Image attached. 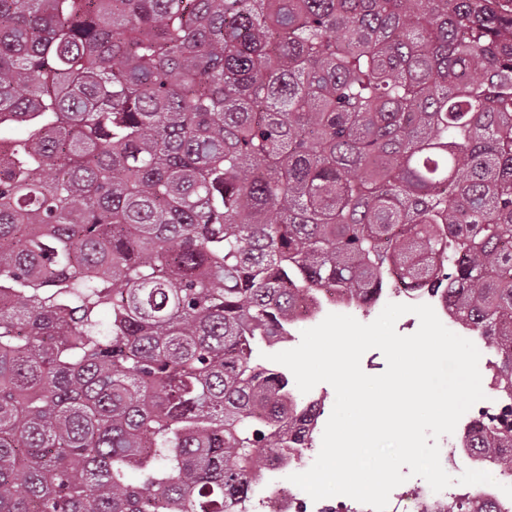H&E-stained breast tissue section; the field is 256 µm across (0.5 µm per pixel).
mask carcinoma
Segmentation results:
<instances>
[{"label": "carcinoma", "instance_id": "cac0c4a2", "mask_svg": "<svg viewBox=\"0 0 512 512\" xmlns=\"http://www.w3.org/2000/svg\"><path fill=\"white\" fill-rule=\"evenodd\" d=\"M390 279L512 385V0H0V512H246L261 352ZM387 301L404 302L411 305L427 303L433 307L438 318L445 324L447 328L448 325L454 328L459 325L452 314L451 305L448 303L447 306L446 302L436 296H432L431 294L410 293L401 290V288L399 289L394 287L379 288L377 292L370 294L367 304H361L355 299H350L344 295L342 288H321L316 292L304 295L297 300L294 306L293 317L288 323V342L276 345L271 349H267L266 354H274L295 348L301 341V332L305 329L315 327L321 323L329 313L351 315L359 322L367 324L374 321L378 317L386 304L380 305L376 309L372 310L366 319L363 318L358 312L353 313L352 311L347 310H331L324 315V312L328 308L341 306L348 310H361L364 312L366 308L373 309V307H375L379 302ZM323 316L324 318L322 319ZM321 319L322 321H320ZM300 323H304L296 331V336H299L300 340L296 343H291L288 345V343L294 341L295 339V336L292 334L293 327ZM307 323L316 324L305 325Z\"/></svg>", "mask_w": 512, "mask_h": 512}]
</instances>
